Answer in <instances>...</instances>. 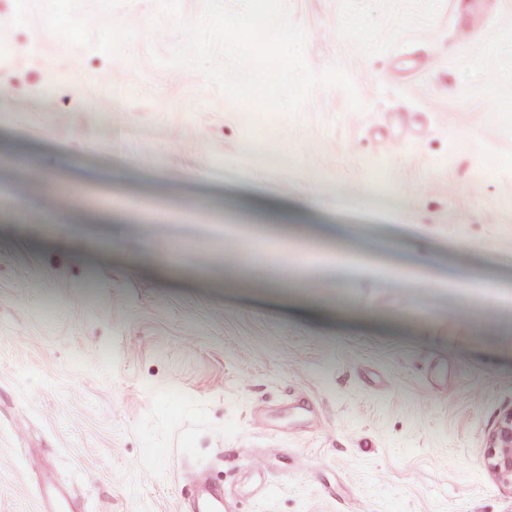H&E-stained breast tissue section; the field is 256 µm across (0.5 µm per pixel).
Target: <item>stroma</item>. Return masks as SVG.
<instances>
[{
    "mask_svg": "<svg viewBox=\"0 0 512 512\" xmlns=\"http://www.w3.org/2000/svg\"><path fill=\"white\" fill-rule=\"evenodd\" d=\"M13 2L0 512L49 480L70 512H181L192 471L243 512H512V0H289L365 108L319 87L260 133L150 60L155 0ZM488 454L493 471L512 484V411L492 431Z\"/></svg>",
    "mask_w": 512,
    "mask_h": 512,
    "instance_id": "1",
    "label": "stroma"
}]
</instances>
